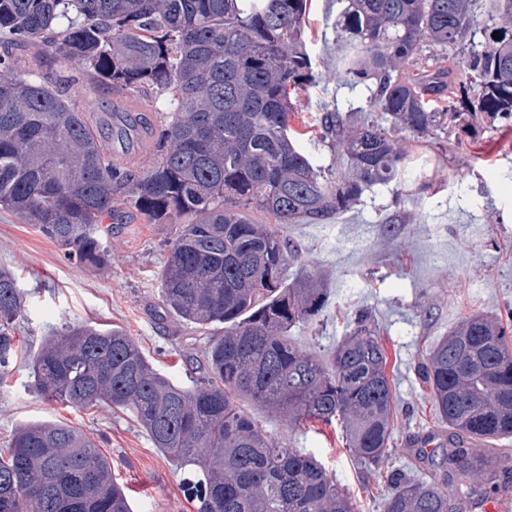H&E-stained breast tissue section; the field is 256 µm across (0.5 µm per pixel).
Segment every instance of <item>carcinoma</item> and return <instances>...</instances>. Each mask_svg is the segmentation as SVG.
Returning <instances> with one entry per match:
<instances>
[{"mask_svg":"<svg viewBox=\"0 0 512 512\" xmlns=\"http://www.w3.org/2000/svg\"><path fill=\"white\" fill-rule=\"evenodd\" d=\"M344 2L336 70L369 96L360 116L319 115L321 137L347 159L337 177L313 166L289 134L291 94L318 80L303 38L307 0H0V208L91 267L106 261L99 224L120 205L149 224L176 225L162 306L201 328L224 325L196 366L203 376L188 384L154 369L121 328L90 324L47 338L32 377L51 400L132 409L188 474L183 490L196 512H354L313 455L273 438L244 408L290 428L336 422L366 467L389 452L394 395L383 345L365 320L328 363L288 336L317 320L328 294L282 227L325 224L369 189L406 183L399 131L436 145L450 128L512 119V0H490L486 28L480 0ZM36 42L45 52L17 54ZM426 48L456 50L453 67L408 75L404 65ZM96 80L166 97L152 170L118 164L107 146L136 132L127 113H112L104 128L80 108ZM255 211L275 223L256 222ZM25 312L15 278L0 273V379ZM420 371L448 424V445L420 452L441 454L443 475L395 480L382 512L479 508L512 472L511 456L492 465L469 448L512 438V325L466 317ZM0 512L132 507L94 440L37 422L0 458Z\"/></svg>","mask_w":512,"mask_h":512,"instance_id":"cac0c4a2","label":"carcinoma"}]
</instances>
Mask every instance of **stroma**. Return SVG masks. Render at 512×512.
<instances>
[{
    "instance_id": "stroma-1",
    "label": "stroma",
    "mask_w": 512,
    "mask_h": 512,
    "mask_svg": "<svg viewBox=\"0 0 512 512\" xmlns=\"http://www.w3.org/2000/svg\"><path fill=\"white\" fill-rule=\"evenodd\" d=\"M339 10L338 0H311L304 38L320 77L288 116L299 147L316 166L333 160L316 127L322 107L354 111L367 99L364 88L351 87L336 73ZM81 105L105 122L114 108L143 117L140 134L130 145L113 144L112 152L136 171L157 165L162 100L102 85ZM396 140L412 182L376 186L328 223L283 228L329 295L315 322L292 329L293 340L329 355L361 314L378 333L397 402L390 451L368 469L346 450L339 426L317 422L291 429L276 417L261 418L272 436L315 456L351 495L356 512H382L394 476L422 480L435 471L416 442L430 434L444 437L448 427L417 372L422 355L463 317L503 318L512 311V124L486 125L472 137L449 131L443 149L403 132ZM101 228L108 261L91 268L68 260L22 215L0 209V271L16 278L27 305L15 330L25 357L0 381V454H7L24 424L60 422L97 442L112 463L113 479L131 494L134 512H195L181 490L183 470L155 448L131 409L82 410L47 400L30 374L28 362L45 337L88 323L123 328L155 369L183 383L208 340L222 332L217 325L200 330L161 305L172 225L146 223L122 208Z\"/></svg>"
}]
</instances>
